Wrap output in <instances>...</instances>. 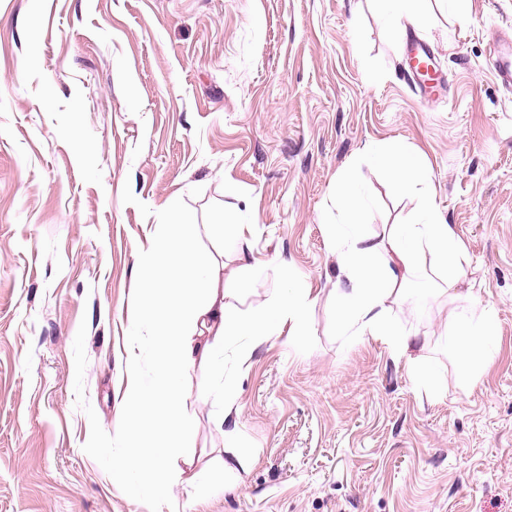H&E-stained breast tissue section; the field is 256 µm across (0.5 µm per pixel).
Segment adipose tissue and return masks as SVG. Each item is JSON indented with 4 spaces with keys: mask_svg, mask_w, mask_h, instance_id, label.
<instances>
[{
    "mask_svg": "<svg viewBox=\"0 0 512 512\" xmlns=\"http://www.w3.org/2000/svg\"><path fill=\"white\" fill-rule=\"evenodd\" d=\"M365 156L396 189L415 194L418 206L408 224H385L380 232L366 229L365 200L350 175L336 179L340 223L328 231L346 282L335 289L336 315L352 335L381 336L394 354L404 358L410 379L434 397L448 394L440 367L413 357L415 339L392 321L418 270L427 269L444 284L446 331L455 368L469 386L481 383L493 362L498 326L492 307L479 317L463 315L459 302L479 303L474 290L459 292L468 253L452 224L442 218L424 162L396 141L374 140ZM197 224L180 206H171L165 222L154 225L135 253L139 294L128 318L130 345L135 352L125 366L126 390L120 420L128 447L113 456L115 483L132 489L145 501L166 496L174 483L173 460L187 447L192 427L184 384L194 368L206 365L224 375V349L236 346L238 366H246L253 350L281 334L299 340L312 322L314 299L305 288H291L257 307L228 304L233 289L217 287L210 259L194 248Z\"/></svg>",
    "mask_w": 512,
    "mask_h": 512,
    "instance_id": "adipose-tissue-1",
    "label": "adipose tissue"
}]
</instances>
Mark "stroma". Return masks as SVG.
<instances>
[{"mask_svg": "<svg viewBox=\"0 0 512 512\" xmlns=\"http://www.w3.org/2000/svg\"><path fill=\"white\" fill-rule=\"evenodd\" d=\"M512 0H431L389 27L374 0H0V512H512V89L490 45ZM435 56L445 91L411 88L406 45ZM396 139L432 172L469 253L464 282L496 312L500 349L480 385L415 387L379 338L336 327L339 269L326 225L352 172L371 231L417 201L363 156ZM232 181L236 195L224 192ZM196 250L233 270L210 232L249 208L243 251L274 263L231 297L245 310L293 285L317 304L298 346L275 336L224 375L185 382L194 416L160 503L113 483L120 452L134 253L170 203ZM423 363L452 371L444 298L394 305Z\"/></svg>", "mask_w": 512, "mask_h": 512, "instance_id": "obj_1", "label": "stroma"}]
</instances>
